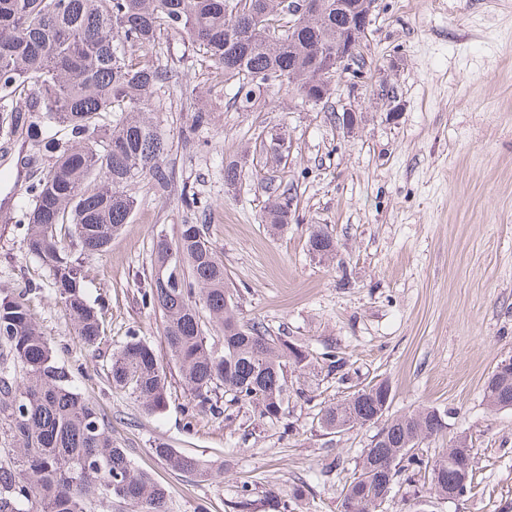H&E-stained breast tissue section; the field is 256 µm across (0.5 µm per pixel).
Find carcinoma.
Instances as JSON below:
<instances>
[{
    "mask_svg": "<svg viewBox=\"0 0 512 512\" xmlns=\"http://www.w3.org/2000/svg\"><path fill=\"white\" fill-rule=\"evenodd\" d=\"M322 12L288 31L267 35L272 14L290 0H0V155L22 137L32 152L17 159L30 172L29 205L8 211L26 225L28 253L49 269L53 286L84 344L95 347L105 333L102 310L85 294L83 256L106 252L129 223L134 198L129 187L141 177L167 192L163 166L167 143L149 117V93L167 71L145 61L162 36H179L217 65L216 77L236 87L240 107L251 103V83L287 87L319 102L330 95L320 84L317 45L334 43L351 8L321 0ZM120 113L116 120L112 115ZM241 165L224 164V186L240 185ZM263 221L277 229L291 220L288 191L268 187ZM68 226L80 247L73 253L58 238ZM315 255L336 252L332 235L317 230L308 240ZM23 288L0 296V512H112V503L134 512H168V490L131 462L109 434L108 423L57 366L49 339L32 317ZM142 302L163 318L166 356L178 365L192 410L225 418L237 403L258 408L271 421L288 410L286 367L303 370L309 352L273 338L260 323L243 324L224 262L209 245L203 225L183 224L177 238L152 240L150 272ZM223 334L224 349L209 343V327ZM112 384L129 391L151 412L167 403L163 356L136 334L112 354ZM384 382L324 406L317 421L328 435L351 424H374L384 415ZM484 398L493 410L512 408V384L488 378ZM447 429L436 409L404 413L385 421L362 454L358 473L340 493L343 512H375L394 480L408 469L428 468L431 492L448 495L446 475L465 472L472 490L471 449L452 446L433 463L415 446ZM155 455L174 471L207 476L209 465L159 446Z\"/></svg>",
    "mask_w": 512,
    "mask_h": 512,
    "instance_id": "1",
    "label": "carcinoma"
}]
</instances>
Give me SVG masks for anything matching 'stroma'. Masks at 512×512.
Wrapping results in <instances>:
<instances>
[{
  "mask_svg": "<svg viewBox=\"0 0 512 512\" xmlns=\"http://www.w3.org/2000/svg\"><path fill=\"white\" fill-rule=\"evenodd\" d=\"M363 66L338 75L318 105L287 90L242 109L233 85L188 40L161 37L148 51L166 68L149 102L168 142V192L149 179L131 187L137 204L110 250L85 259V292L104 306L106 335L85 346L52 286L28 254L25 227L0 223V290L35 286L34 319L57 364L109 422L134 465L169 488V512H339L340 490L378 425L338 436L315 418L326 403L388 381L390 415L433 407L448 412L443 433L419 456L434 460L461 436L472 447L477 486L465 500L429 494L423 475L402 474L378 512H512V409L492 410L484 387L512 358V0H376ZM210 112L193 138L197 108ZM355 111V129L343 112ZM278 128L288 160L269 175L255 143ZM238 158L242 184L224 188V162ZM293 197L282 231L262 223L265 185ZM196 194L188 209L182 191ZM201 224L238 294L236 314L320 356L335 347L343 377L323 366L289 371L299 388L276 422L250 405L231 419L187 412L175 365L163 411L146 412L114 388L113 351L137 331L164 352L163 319L141 303L140 282L153 237ZM327 229L329 257L308 250ZM166 446L213 464L205 478L171 472L154 449ZM302 500L291 497L294 488Z\"/></svg>",
  "mask_w": 512,
  "mask_h": 512,
  "instance_id": "1",
  "label": "stroma"
}]
</instances>
